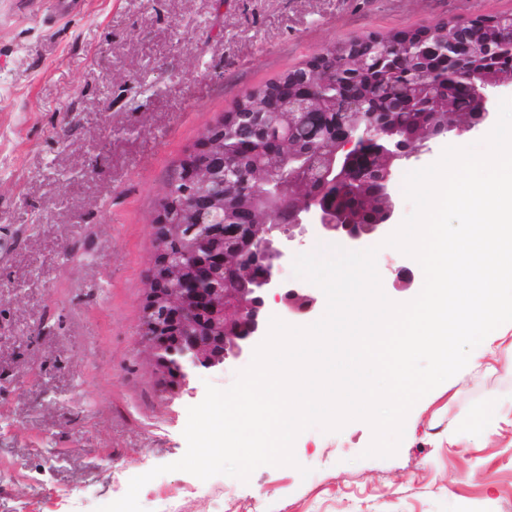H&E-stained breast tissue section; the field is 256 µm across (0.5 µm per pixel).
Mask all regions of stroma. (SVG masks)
Returning <instances> with one entry per match:
<instances>
[{
  "instance_id": "35a3bbf8",
  "label": "stroma",
  "mask_w": 512,
  "mask_h": 512,
  "mask_svg": "<svg viewBox=\"0 0 512 512\" xmlns=\"http://www.w3.org/2000/svg\"><path fill=\"white\" fill-rule=\"evenodd\" d=\"M0 0V512H95L179 460L188 409L248 365L200 370L167 394L140 334L153 221L170 173L247 93L326 48L369 35L512 13V0ZM395 169L391 234L412 205ZM385 294L413 299L416 261L383 247ZM512 376H453L407 420L416 438L365 457L356 421L294 444L297 466L249 481L164 473L139 503L170 512H512V429L438 448ZM309 468L301 476V468Z\"/></svg>"
}]
</instances>
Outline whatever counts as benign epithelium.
<instances>
[{
  "label": "benign epithelium",
  "instance_id": "1",
  "mask_svg": "<svg viewBox=\"0 0 512 512\" xmlns=\"http://www.w3.org/2000/svg\"><path fill=\"white\" fill-rule=\"evenodd\" d=\"M378 55L357 60L355 72L347 71L348 58L336 57L324 51L315 58L326 66H309L304 78L305 92L291 106L290 112L309 114L323 111L320 99L311 87L332 77L352 84L373 62L388 59L391 47L373 38ZM475 53L472 39L463 34L446 45L431 46L420 43L421 61L437 55L447 60V78L465 80L475 98L474 116L467 131L479 129L490 122L495 105L496 88H490L470 68ZM363 128L346 129L336 121V140L339 148L320 162L321 187L311 189L306 177L310 162L306 154L290 151L288 165L278 161L269 166L254 168L246 178L224 162V138L231 136H258L272 125L279 126L282 118L277 112L257 110L235 112L229 126L219 122L208 128L201 141L190 151L184 161L178 182L183 184L186 198L166 193L159 213L153 222L156 252L147 278L142 304L141 332L148 351L161 375L166 390L172 392L188 383L198 370L224 368L226 362L236 360L258 346L266 337L265 313L269 294L282 303L291 315H304L314 309L317 294L290 286L279 280L280 265L288 259L296 245H302L308 235L336 237L348 245L380 233L391 219L394 206L385 211V220L378 224H352L331 203L327 193L339 181L352 175V159L363 145L377 137L383 125L381 113L366 115ZM449 134H462L452 122L439 128L414 146L396 137L381 141L380 151L388 158V166L378 174L383 195L390 196L393 169L404 161L418 157L429 148V142ZM232 187L251 199L250 213L261 211L257 222L251 224H226L218 217L209 233L192 240L181 236L183 225L169 220L175 208L185 211L187 223L195 224L206 217V212L224 213V189ZM226 238L213 241L215 234ZM180 245V253H172L170 243ZM204 249L205 265L225 271L231 268L225 257L236 256V264L245 265L257 272L253 287L239 290L227 287L219 275L199 283V249ZM236 311L235 327L231 334L224 333V313L227 307Z\"/></svg>",
  "mask_w": 512,
  "mask_h": 512
}]
</instances>
